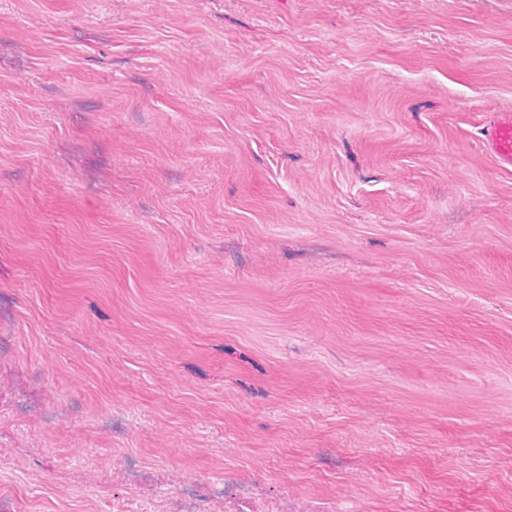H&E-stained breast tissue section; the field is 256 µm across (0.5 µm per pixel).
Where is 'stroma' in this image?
Segmentation results:
<instances>
[{
	"mask_svg": "<svg viewBox=\"0 0 512 512\" xmlns=\"http://www.w3.org/2000/svg\"><path fill=\"white\" fill-rule=\"evenodd\" d=\"M512 0H0L13 512H512ZM489 144L502 165L512 163V116L493 122L488 129Z\"/></svg>",
	"mask_w": 512,
	"mask_h": 512,
	"instance_id": "1",
	"label": "stroma"
}]
</instances>
